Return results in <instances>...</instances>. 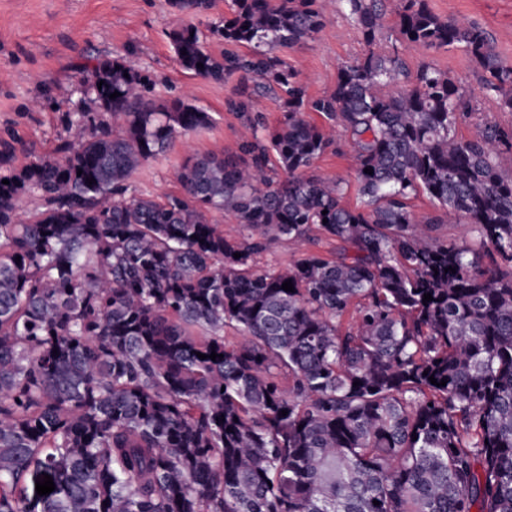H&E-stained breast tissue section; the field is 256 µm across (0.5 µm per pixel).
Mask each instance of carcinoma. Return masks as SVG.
I'll return each instance as SVG.
<instances>
[{"label":"carcinoma","mask_w":512,"mask_h":512,"mask_svg":"<svg viewBox=\"0 0 512 512\" xmlns=\"http://www.w3.org/2000/svg\"><path fill=\"white\" fill-rule=\"evenodd\" d=\"M341 2L369 45L394 14L399 45L312 98L276 51L318 37L324 0H233L209 24L218 57L199 30L213 0H168L178 64L242 83L228 102L242 157L193 156L178 195L130 181L212 117L146 97L116 58L86 77L99 111L0 172V512H512V177L498 166L512 126L458 137L473 108L430 65L383 92L410 79L402 52L461 48L512 111V61L428 0ZM276 89L283 119L264 135L252 94ZM338 127L358 160L355 208L342 180L309 173ZM28 192L43 208L19 223ZM420 194L435 212L418 220ZM215 212L249 234L225 237ZM453 219L473 242L435 236ZM313 232L336 255L255 264ZM226 328L244 341L226 344ZM43 473L55 490L39 496Z\"/></svg>","instance_id":"1"}]
</instances>
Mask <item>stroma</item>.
<instances>
[{"mask_svg": "<svg viewBox=\"0 0 512 512\" xmlns=\"http://www.w3.org/2000/svg\"><path fill=\"white\" fill-rule=\"evenodd\" d=\"M429 5L440 17L480 24L500 55L512 60V0H429ZM172 19L167 0H0V142L16 145L13 167L53 154L65 135L67 115L96 111L85 77L108 58L128 61L154 100L185 96L214 120L211 128L175 139L165 154L145 164L131 180L136 194L180 193L172 172L189 156H238L241 120L228 111L227 102L241 85L235 78L215 81L184 70L168 38ZM368 50L345 6L332 4L314 42L282 48L279 54L298 71L308 95L317 97L335 85L342 65ZM405 59L413 73L425 64L448 72L470 96L476 112L458 123V136L470 137L481 119L512 125V112L485 93L482 72L465 51L411 50ZM357 167L350 137L340 130L313 172L343 179L342 203L352 208L359 201Z\"/></svg>", "mask_w": 512, "mask_h": 512, "instance_id": "35a3bbf8", "label": "stroma"}]
</instances>
